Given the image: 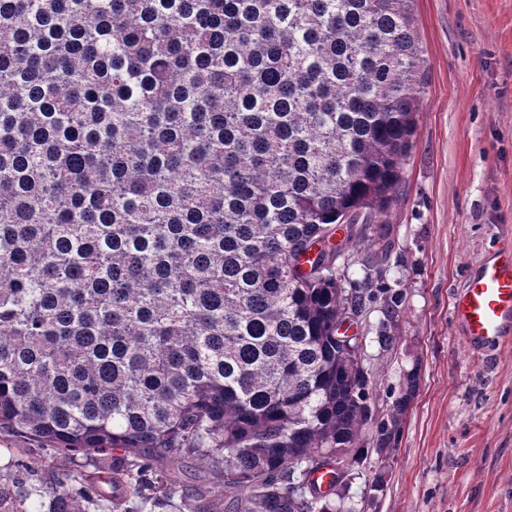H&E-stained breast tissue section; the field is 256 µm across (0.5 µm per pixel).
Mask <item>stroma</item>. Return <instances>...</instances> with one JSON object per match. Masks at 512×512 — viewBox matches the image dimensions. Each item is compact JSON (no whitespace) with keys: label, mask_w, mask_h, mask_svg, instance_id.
<instances>
[{"label":"stroma","mask_w":512,"mask_h":512,"mask_svg":"<svg viewBox=\"0 0 512 512\" xmlns=\"http://www.w3.org/2000/svg\"><path fill=\"white\" fill-rule=\"evenodd\" d=\"M427 92L414 147L381 223L393 248L384 286L401 291L395 346L375 337L371 305L359 322L370 391L387 413L404 372L419 391L396 448L352 472L353 512H512V338L471 350L453 316L469 274L512 244V0H416ZM49 480L71 462L0 435V466ZM385 487L370 488L376 469Z\"/></svg>","instance_id":"35a3bbf8"}]
</instances>
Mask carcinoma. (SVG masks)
Segmentation results:
<instances>
[{
	"label": "carcinoma",
	"mask_w": 512,
	"mask_h": 512,
	"mask_svg": "<svg viewBox=\"0 0 512 512\" xmlns=\"http://www.w3.org/2000/svg\"><path fill=\"white\" fill-rule=\"evenodd\" d=\"M415 0H0V434L109 456L0 512H339L396 446L346 343L336 252L383 224L426 93ZM327 456H322V453ZM313 460L289 489L288 459ZM330 476L322 490L316 474ZM178 479L184 485H202V488L208 495V498L218 506H224V494L221 486L211 483L207 480V471L205 465L197 458H186L177 472Z\"/></svg>",
	"instance_id": "1"
}]
</instances>
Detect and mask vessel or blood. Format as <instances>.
Instances as JSON below:
<instances>
[{"label":"vessel or blood","instance_id":"1","mask_svg":"<svg viewBox=\"0 0 512 512\" xmlns=\"http://www.w3.org/2000/svg\"><path fill=\"white\" fill-rule=\"evenodd\" d=\"M453 313L473 348L512 329V249L479 265L456 297Z\"/></svg>","mask_w":512,"mask_h":512}]
</instances>
